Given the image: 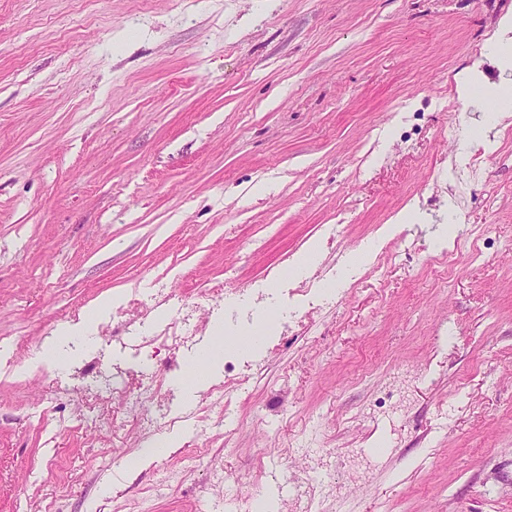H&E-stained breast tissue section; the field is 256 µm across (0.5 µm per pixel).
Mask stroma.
Instances as JSON below:
<instances>
[{"label":"stroma","instance_id":"stroma-1","mask_svg":"<svg viewBox=\"0 0 512 512\" xmlns=\"http://www.w3.org/2000/svg\"><path fill=\"white\" fill-rule=\"evenodd\" d=\"M512 0H0V512H219L265 495L290 440L334 450L322 512H512V125L475 139L459 97ZM480 168L465 184L459 171ZM271 183L268 193L256 185ZM423 218L387 236L401 210ZM467 244L440 265V232ZM319 243L335 287L281 334L251 285ZM373 245L355 273L337 257ZM241 295L259 374L129 434L56 387L98 353L161 389L194 352L159 340L211 289ZM168 297L155 298L158 287ZM145 305L38 353L104 295ZM417 368L396 420L359 421ZM371 457L357 482L352 451ZM502 478L494 490L484 479Z\"/></svg>","mask_w":512,"mask_h":512}]
</instances>
